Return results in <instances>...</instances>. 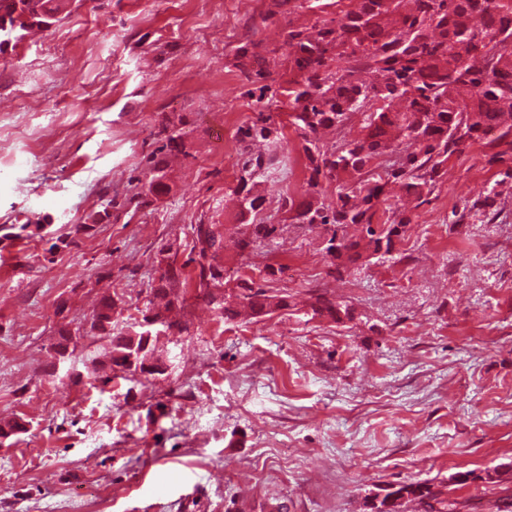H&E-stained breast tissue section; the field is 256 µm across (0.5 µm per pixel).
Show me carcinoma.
<instances>
[{"instance_id":"carcinoma-1","label":"carcinoma","mask_w":512,"mask_h":512,"mask_svg":"<svg viewBox=\"0 0 512 512\" xmlns=\"http://www.w3.org/2000/svg\"><path fill=\"white\" fill-rule=\"evenodd\" d=\"M30 0H0V19L17 26L16 40L33 27L54 20L29 19ZM285 44L293 77L273 87L265 79L267 59L261 45L239 47L237 67L254 84L255 116L237 130L244 156L234 189L244 223L238 225L242 254L268 246L289 227L325 232L323 250L328 274L337 279L352 267L372 260H393L397 244L410 224L407 213L386 205L385 187L399 182L419 203L427 202L445 175L452 157L467 154L476 144L488 148L487 162L512 178V0H496L479 14L475 0H360L341 18L307 29L290 28ZM348 66L342 68L339 61ZM380 75L376 83L360 73ZM288 102V123L303 140L306 189L301 200L281 205L289 216L274 222L262 217L264 198L258 187L273 178L286 180L291 158L282 145L283 132L273 109ZM360 125L361 136L351 137ZM157 136L168 151L183 149L182 135L163 120ZM335 186L332 196L325 187ZM360 224L365 234L348 236ZM191 271L166 249L156 257L158 277L149 288L144 315L157 326L143 328L133 319L115 316L117 299L103 298L93 312L96 341L102 351L92 358L94 372L128 380V375L165 374L158 343L164 336L189 332L184 320L186 298L214 306L224 320L244 315L260 321L290 307L286 292L267 288L278 269L267 264L261 281L239 277L234 291L224 282V230L221 224H193ZM314 316L335 322L352 318L350 308L333 296L313 292ZM389 492L412 498L424 512H456L448 486L428 481L399 484Z\"/></svg>"}]
</instances>
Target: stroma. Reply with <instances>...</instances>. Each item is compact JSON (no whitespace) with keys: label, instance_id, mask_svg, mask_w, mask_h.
<instances>
[{"label":"stroma","instance_id":"1","mask_svg":"<svg viewBox=\"0 0 512 512\" xmlns=\"http://www.w3.org/2000/svg\"><path fill=\"white\" fill-rule=\"evenodd\" d=\"M69 3L0 52V423L30 424L0 446V512H364L380 488L424 480L447 483L458 512H497L512 486L451 477L512 460V179L477 144L425 204L389 184L411 215L400 263L336 280L318 236L294 230L242 257L226 192L253 105L236 51L260 42L268 82H284L287 29L355 0ZM161 115L183 155L158 140ZM273 118L293 170L261 186L271 214L305 189L287 107ZM200 222L223 225L227 271L278 267L287 312L227 322L188 299L190 335L161 340L166 375L134 386L59 358V329L88 333L102 296L136 315L158 250L186 263ZM312 288L352 319L307 316ZM153 470L165 493L148 490Z\"/></svg>","mask_w":512,"mask_h":512}]
</instances>
